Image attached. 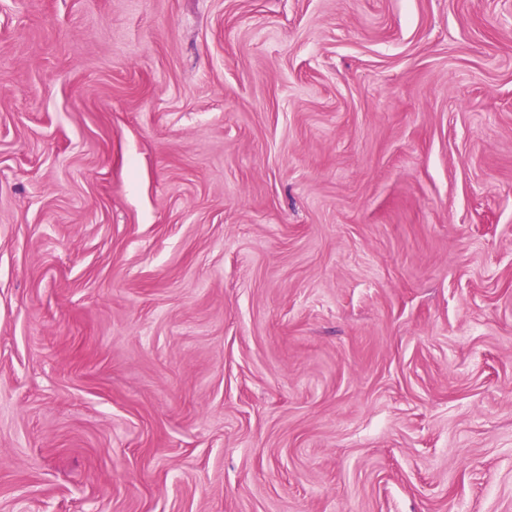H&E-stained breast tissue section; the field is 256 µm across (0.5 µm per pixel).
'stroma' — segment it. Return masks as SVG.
<instances>
[{
    "label": "stroma",
    "mask_w": 512,
    "mask_h": 512,
    "mask_svg": "<svg viewBox=\"0 0 512 512\" xmlns=\"http://www.w3.org/2000/svg\"><path fill=\"white\" fill-rule=\"evenodd\" d=\"M0 512H512V0H0Z\"/></svg>",
    "instance_id": "obj_1"
}]
</instances>
